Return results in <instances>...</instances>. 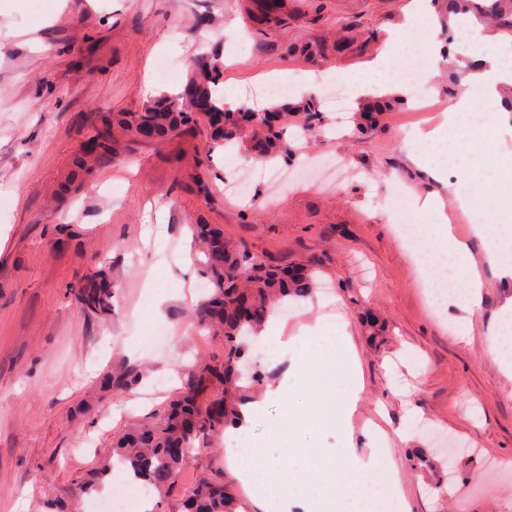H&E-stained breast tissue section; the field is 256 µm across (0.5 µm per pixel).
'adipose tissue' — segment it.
Listing matches in <instances>:
<instances>
[{"label":"adipose tissue","instance_id":"ef3b65f1","mask_svg":"<svg viewBox=\"0 0 512 512\" xmlns=\"http://www.w3.org/2000/svg\"><path fill=\"white\" fill-rule=\"evenodd\" d=\"M435 15L432 0H413L405 19L393 31L382 45L371 70L375 73V80L358 82L354 85L355 97L367 95H382L395 90L396 85L387 80L386 75L399 47H402L418 23L425 18ZM500 34L494 29L485 30L479 35L475 57L481 62L476 70H464L460 79L464 84L470 85L478 97L491 99L500 97L504 87L512 85V69L503 66L493 56L487 55V45L500 41ZM473 100L462 98L449 107L444 114V120L437 126L423 130L419 138L428 145L425 153H414L410 156L411 164L426 174L431 181L447 187V196L431 193L426 196H413L411 206L417 215L433 219L434 225L429 235L438 250L445 255L449 269L454 276L465 283L463 292H453L448 296L449 302L459 306L463 314L448 320V330L461 341H470L473 334V325L469 317L475 306L480 302L483 280L481 267H488L496 276L503 279H512V246L502 242L489 243L488 238L495 234L496 229L491 224H475L471 227L473 236L485 240L486 246L482 259H474L467 240L458 237L452 224H449L445 213L446 203H453L457 208L467 211L484 207L486 197L482 194H459L450 189L448 171L460 167L474 148L470 140L472 131L466 123V117L473 108Z\"/></svg>","mask_w":512,"mask_h":512}]
</instances>
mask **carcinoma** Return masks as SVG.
Returning a JSON list of instances; mask_svg holds the SVG:
<instances>
[{
	"label": "carcinoma",
	"mask_w": 512,
	"mask_h": 512,
	"mask_svg": "<svg viewBox=\"0 0 512 512\" xmlns=\"http://www.w3.org/2000/svg\"><path fill=\"white\" fill-rule=\"evenodd\" d=\"M448 5L467 7L477 17L486 15L503 29L512 32V0H493L484 6L478 0H445ZM223 77V67L201 58L199 77L190 81L175 96H163L141 112L112 116L116 125L133 141L162 140L193 130L202 120L207 125V152L224 144L249 138L261 156L269 157L280 148L284 121L303 119L312 127L320 122L319 113L307 105L282 112V121L271 122L269 112H227L213 87ZM201 98L210 112L200 118L190 111V100ZM110 131H94L79 151V167L87 168L110 149ZM198 252L203 255V272L213 286L212 294L195 309L197 323L219 336L224 353L201 361L182 371V387L163 415L119 434L113 440L112 455L125 466L133 478L163 495H176L180 512H239L240 499L232 484L202 479L191 486L178 483L196 443L208 435H218L241 420L240 405L260 388L267 371L252 368L243 375L247 359L246 337L255 333L277 307L290 299L311 294L318 283L314 270L303 262L281 267L264 258L230 248L224 241V229L199 224L196 230ZM76 297L81 306L105 314L112 307V281L100 270L79 286ZM139 376L131 371L116 370L105 386L117 393L133 390Z\"/></svg>",
	"instance_id": "1"
}]
</instances>
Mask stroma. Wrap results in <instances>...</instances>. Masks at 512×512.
Returning <instances> with one entry per match:
<instances>
[{
    "mask_svg": "<svg viewBox=\"0 0 512 512\" xmlns=\"http://www.w3.org/2000/svg\"><path fill=\"white\" fill-rule=\"evenodd\" d=\"M282 23L267 21L262 0H0V512H88L81 483L108 462L114 434L151 421L181 385L179 369L222 355V340L190 334V312L205 281L192 238L196 224H219L229 246L267 260H313L322 284L289 303L278 318L287 337L324 320L341 325L358 354L364 390L353 419L357 448L373 450L361 429L384 410L390 437L377 450L397 465L410 512H512V377L488 350L500 331V308L511 290L484 271L471 342L448 331L459 308L433 300L403 237L419 238L424 218L409 193L436 183L413 168L420 130L438 124L449 102L472 95L456 78L472 64L476 32L458 39L436 74L417 51L402 49L391 68L402 97L381 96L384 112L357 132L360 105L352 77L368 73L410 0H280ZM225 66L223 86L277 110L314 103L312 135L288 125L278 169L334 158L353 172L328 191L309 171L280 196L255 181L247 197L224 183L253 166L248 141L207 152L202 131L163 141L117 136L91 174L75 175L81 142L102 115L139 112L155 94L182 90L202 56ZM337 78L345 103L330 111L323 84ZM301 80L271 92L265 83ZM427 84L425 107L413 99ZM498 139L452 174L460 193L501 195L490 179ZM408 185L409 193L399 192ZM161 204L160 221L147 204ZM112 278V311L99 315L76 300L78 283L96 270ZM300 350L264 338L249 345L251 363L278 385ZM143 372L119 394L104 388L114 368ZM282 398L267 401L250 423L261 453L282 454L276 426ZM226 436L185 465L181 481L229 478L242 502L250 496L226 451ZM426 452L433 464L417 468ZM453 472L442 488L439 476Z\"/></svg>",
    "mask_w": 512,
    "mask_h": 512,
    "instance_id": "stroma-1",
    "label": "stroma"
}]
</instances>
